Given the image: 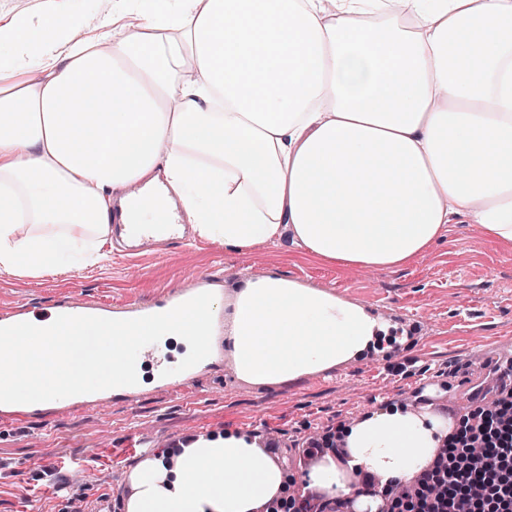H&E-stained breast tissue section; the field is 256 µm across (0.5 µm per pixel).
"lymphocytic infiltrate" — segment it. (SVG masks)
Segmentation results:
<instances>
[{
  "label": "lymphocytic infiltrate",
  "instance_id": "f902f5d3",
  "mask_svg": "<svg viewBox=\"0 0 512 512\" xmlns=\"http://www.w3.org/2000/svg\"><path fill=\"white\" fill-rule=\"evenodd\" d=\"M443 456L407 496L429 501L432 512H512V391L501 393L496 410L465 414Z\"/></svg>",
  "mask_w": 512,
  "mask_h": 512
}]
</instances>
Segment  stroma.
<instances>
[{"label": "stroma", "instance_id": "stroma-1", "mask_svg": "<svg viewBox=\"0 0 512 512\" xmlns=\"http://www.w3.org/2000/svg\"><path fill=\"white\" fill-rule=\"evenodd\" d=\"M113 0H0V13L28 14L34 22L62 10L80 11L87 30L112 9ZM224 269V287L268 272L370 303L392 326L420 318L421 335L400 353L377 352L281 386L249 385L228 375L200 379L188 391L147 395L134 406L59 416L23 429L0 425V512H75L79 505L126 512L131 474L140 459L128 434L173 445L229 428L274 437L276 460L289 488L301 483L311 439L338 431L364 414L408 398L459 419L471 398L465 379L482 391L490 408L491 357L512 348V251L492 250L473 224L449 225L425 255L395 270H346L301 257L281 239L239 251L200 238L180 248L137 256L108 253L101 263L62 275L0 272V303L24 297L49 305L77 291L115 300L146 298L188 286L199 273Z\"/></svg>", "mask_w": 512, "mask_h": 512}]
</instances>
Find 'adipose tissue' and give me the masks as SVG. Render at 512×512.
Segmentation results:
<instances>
[{"mask_svg": "<svg viewBox=\"0 0 512 512\" xmlns=\"http://www.w3.org/2000/svg\"><path fill=\"white\" fill-rule=\"evenodd\" d=\"M0 22V271L105 257L112 224L160 223L132 187L165 182L199 238L240 250L290 233L304 257L404 267L448 225L512 245V0H117ZM240 379L280 385L364 361L368 306L277 275L228 301ZM455 429L392 404L344 426L306 476L349 495L423 470ZM127 512H256L282 468L228 430L146 458Z\"/></svg>", "mask_w": 512, "mask_h": 512, "instance_id": "adipose-tissue-1", "label": "adipose tissue"}]
</instances>
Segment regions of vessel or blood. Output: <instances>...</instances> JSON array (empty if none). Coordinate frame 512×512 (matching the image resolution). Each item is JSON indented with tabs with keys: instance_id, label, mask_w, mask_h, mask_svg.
<instances>
[{
	"instance_id": "obj_1",
	"label": "vessel or blood",
	"mask_w": 512,
	"mask_h": 512,
	"mask_svg": "<svg viewBox=\"0 0 512 512\" xmlns=\"http://www.w3.org/2000/svg\"><path fill=\"white\" fill-rule=\"evenodd\" d=\"M113 234L125 238L129 250L143 251L160 243L182 244L184 227L180 224H154L126 236L122 225H115ZM224 281L223 268H216L198 276L188 287L164 290L149 299H127L114 302L81 293L60 296L49 306H41L27 299H18L0 305V327L20 322H43L59 315H89L112 319H132L167 312L190 298L209 292L214 296L212 352L196 366L167 377L155 376L151 387L125 386L62 399L35 403H0V422L26 424L33 420L49 421L59 414L87 412L100 404L119 400L127 405L135 403L145 393L168 394L188 387L224 365Z\"/></svg>"
}]
</instances>
